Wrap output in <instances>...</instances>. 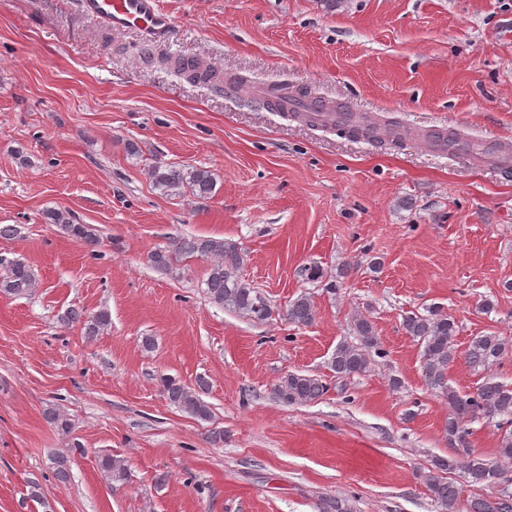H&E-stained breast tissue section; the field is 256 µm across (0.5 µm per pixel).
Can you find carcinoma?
<instances>
[{
	"mask_svg": "<svg viewBox=\"0 0 512 512\" xmlns=\"http://www.w3.org/2000/svg\"><path fill=\"white\" fill-rule=\"evenodd\" d=\"M336 130L350 137L370 139L379 135L380 128L376 122L367 123L350 113L345 123L336 125ZM149 176L156 186L172 195L189 194L197 199H206L215 188L212 173L200 168L186 171L157 164L151 167ZM42 218L48 224L58 225L75 239L90 246L97 245L92 229L86 224L73 223L66 210H46ZM181 256H200L210 260L205 292L211 303L233 309L255 322H265L276 313L277 307L272 301L242 277L240 270L245 253L238 244L207 237L181 238L168 250L150 252L148 262L159 270L171 272ZM300 277L309 282L320 281L325 289L334 291L336 278L343 277V273L328 278L319 267L304 266L300 269ZM35 285L34 271L19 260L11 262L6 273L0 276V293L7 295L27 294ZM286 317L298 326L310 325L315 318L311 294L304 292L289 302ZM110 325V313L102 309L86 318V333L96 336ZM402 328L420 345L422 376L427 386L448 403L443 434L448 447L455 449V455L433 460L429 472L422 475L440 512H461L460 492L445 477V473L458 466L466 470L473 484L486 490L485 494L470 500L467 512H512V495L499 489L505 482L503 463L512 462V387L497 380L493 373L487 374L473 393L463 394L448 385V369L455 360L454 341L458 325L455 318L440 307H431L425 314L406 315ZM353 329L358 342L339 344L330 360V368L338 378L367 372L374 357L382 355L381 343L369 316L355 315ZM509 353H512V339L490 333L472 339L466 359L473 366L489 368ZM205 387L206 383L202 381L199 389L192 391L170 378L163 379V390L169 403L190 417L203 421L211 417L209 405L200 396ZM327 391L328 386L322 379L295 372L281 376L271 389L273 398L285 405L316 402ZM479 418L495 422L500 431L493 459L477 456L470 449L468 425ZM51 464L57 478H68L69 455L59 453L52 457ZM98 464L101 471L114 480H122L126 476L124 465L110 456L100 457Z\"/></svg>",
	"mask_w": 512,
	"mask_h": 512,
	"instance_id": "carcinoma-1",
	"label": "carcinoma"
}]
</instances>
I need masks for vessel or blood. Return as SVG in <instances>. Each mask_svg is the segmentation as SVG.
<instances>
[{"instance_id":"b4317fda","label":"vessel or blood","mask_w":512,"mask_h":512,"mask_svg":"<svg viewBox=\"0 0 512 512\" xmlns=\"http://www.w3.org/2000/svg\"><path fill=\"white\" fill-rule=\"evenodd\" d=\"M80 7L87 15L103 19L112 30L134 28L149 40L162 37L172 24L158 0H81ZM273 103L275 109L281 112L301 108L314 110L318 125L326 127L336 125L345 117L340 106L294 93L285 85L281 86Z\"/></svg>"}]
</instances>
